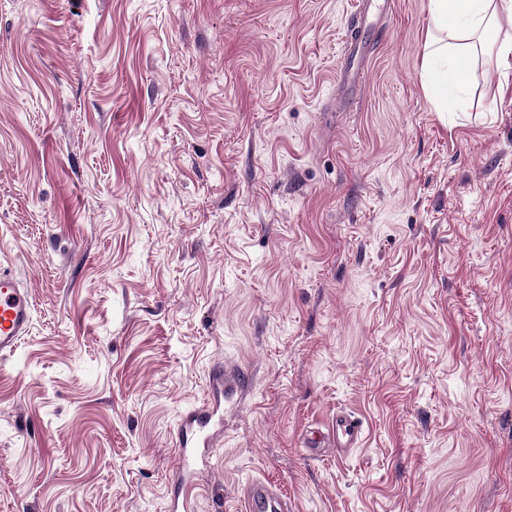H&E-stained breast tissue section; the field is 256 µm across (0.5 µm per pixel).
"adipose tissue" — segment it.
<instances>
[{
  "mask_svg": "<svg viewBox=\"0 0 512 512\" xmlns=\"http://www.w3.org/2000/svg\"><path fill=\"white\" fill-rule=\"evenodd\" d=\"M436 31L425 45L423 81L438 111L464 89L476 41L499 31L500 17L512 19V0H430Z\"/></svg>",
  "mask_w": 512,
  "mask_h": 512,
  "instance_id": "ef3b65f1",
  "label": "adipose tissue"
}]
</instances>
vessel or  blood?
I'll return each instance as SVG.
<instances>
[{"label": "vessel or blood", "instance_id": "vessel-or-blood-1", "mask_svg": "<svg viewBox=\"0 0 512 512\" xmlns=\"http://www.w3.org/2000/svg\"><path fill=\"white\" fill-rule=\"evenodd\" d=\"M391 9V0H358V27L346 35L341 48V65L337 87L346 100H354L364 83L365 64L373 44L380 34L378 19ZM34 302L10 272L0 270V358L13 355L28 336L33 320ZM238 373L220 372L212 380V397L181 421L175 434L178 449V483L181 495L194 488V477L206 464L211 448L216 445V433L223 424L224 405L241 389ZM362 433V424L354 416L342 414L336 418V445L352 447ZM240 499L241 512H290L288 499L277 484L269 481L245 482Z\"/></svg>", "mask_w": 512, "mask_h": 512}]
</instances>
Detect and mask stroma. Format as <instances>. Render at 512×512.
Masks as SVG:
<instances>
[{"label":"stroma","instance_id":"1","mask_svg":"<svg viewBox=\"0 0 512 512\" xmlns=\"http://www.w3.org/2000/svg\"><path fill=\"white\" fill-rule=\"evenodd\" d=\"M354 6L0 0V268L34 300L0 512H168L218 370L248 382L191 512L252 478L292 512H512V67L481 50L436 111L430 0H394L337 110ZM362 423L351 415L336 416V446L337 448H352L362 433Z\"/></svg>","mask_w":512,"mask_h":512}]
</instances>
